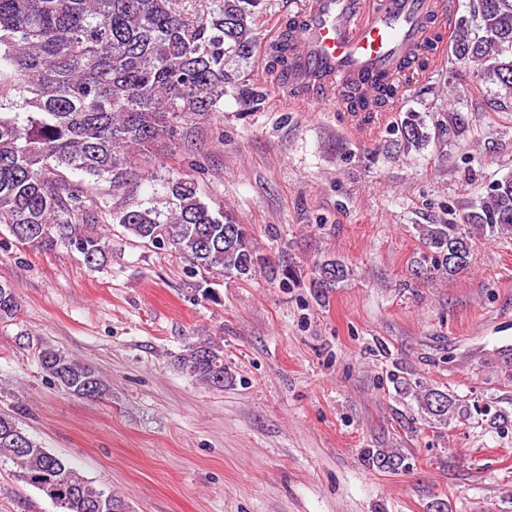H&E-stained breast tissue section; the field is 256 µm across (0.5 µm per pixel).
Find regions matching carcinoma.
<instances>
[{"instance_id":"1","label":"carcinoma","mask_w":512,"mask_h":512,"mask_svg":"<svg viewBox=\"0 0 512 512\" xmlns=\"http://www.w3.org/2000/svg\"><path fill=\"white\" fill-rule=\"evenodd\" d=\"M181 0H0V224L14 240L42 251L64 246L92 269L103 268L112 238L101 231L99 201L71 187L69 175L123 188L135 175L139 156L187 117H205L227 88L238 90L248 112L263 92L225 67L232 52L247 57L262 0H220L211 12L191 20ZM296 18L284 22L270 45V67L288 76ZM452 52L464 73L490 78L495 98L512 99V0H473L470 17L454 28ZM390 85L347 87L346 105L363 116L394 102ZM403 147L430 139L413 112L402 123ZM165 212L155 207L112 210V223L126 235L176 254L194 273L218 269L249 281L260 271L284 288L293 278L285 261L257 255L245 224L204 202L198 185L178 177L167 181ZM431 267L423 274L459 273L470 265L471 236L512 234V175L496 181L487 197L459 218L416 225ZM344 263L328 257L315 265L312 285L322 293L346 280ZM18 311L13 288L0 283V321ZM37 360L48 381L62 391L98 400L105 385L98 374L64 351L44 345ZM177 365L200 383L224 389L231 375L224 349L211 340L185 346ZM399 394L412 397L424 420L448 426L456 400L447 391L393 378ZM406 456L399 448H364L362 464L396 471ZM60 512H122L124 501L97 488L69 461L39 445L16 417L0 412V464Z\"/></svg>"}]
</instances>
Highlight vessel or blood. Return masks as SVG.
Segmentation results:
<instances>
[{
    "label": "vessel or blood",
    "mask_w": 512,
    "mask_h": 512,
    "mask_svg": "<svg viewBox=\"0 0 512 512\" xmlns=\"http://www.w3.org/2000/svg\"><path fill=\"white\" fill-rule=\"evenodd\" d=\"M454 17L444 0H377L368 11L357 0H314L299 20L288 82L323 73L315 90L327 96L367 73L398 80L399 61L433 35L450 39Z\"/></svg>",
    "instance_id": "vessel-or-blood-1"
}]
</instances>
